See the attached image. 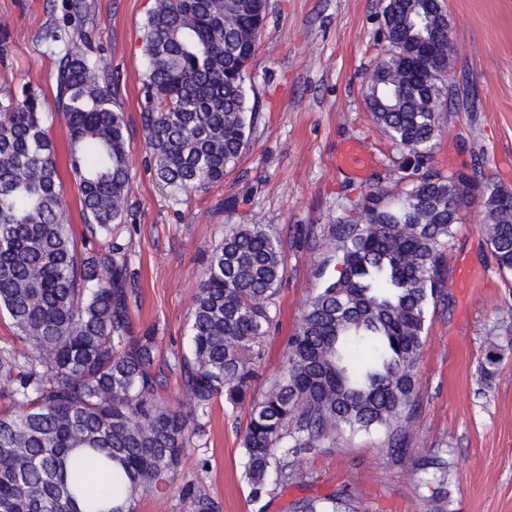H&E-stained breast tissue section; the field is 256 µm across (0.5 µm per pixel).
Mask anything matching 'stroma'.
Listing matches in <instances>:
<instances>
[{"mask_svg":"<svg viewBox=\"0 0 512 512\" xmlns=\"http://www.w3.org/2000/svg\"><path fill=\"white\" fill-rule=\"evenodd\" d=\"M456 53L448 79L456 102L442 113L433 164L443 173L480 170L512 191V0H445ZM64 0H0V95L33 86L57 146L60 204L76 241L87 230L67 166L66 124L54 104L61 44L41 41L44 27L66 25ZM154 0H79V19L95 55L117 76L114 107L130 125L134 176L124 224L113 238L134 272L135 330L153 328L164 356L186 346L192 296L208 251L232 224H260L280 238L286 276L276 296L279 324L262 345L272 380L309 298L326 251L313 239L335 223L349 200L373 188L396 190L391 169L403 153L364 104L365 78L385 48L384 0H269L258 48L248 64L247 94L257 110L248 145L221 184L171 196L144 163L140 98L146 71L143 26ZM359 141L362 172L339 164ZM479 204L461 212L448 242L443 300L417 368L421 409L411 431L420 453L445 448L453 462L452 512H512V335L501 323L512 307V274L499 272L480 232ZM501 362L491 387L479 382L489 343ZM246 407L217 401L201 436L187 448L176 484L193 482L222 512H288L293 501L350 490L369 512H419L412 466L395 467L380 434L337 439L336 451L307 454L302 478L251 503L242 477ZM206 468H199V461Z\"/></svg>","mask_w":512,"mask_h":512,"instance_id":"35a3bbf8","label":"stroma"}]
</instances>
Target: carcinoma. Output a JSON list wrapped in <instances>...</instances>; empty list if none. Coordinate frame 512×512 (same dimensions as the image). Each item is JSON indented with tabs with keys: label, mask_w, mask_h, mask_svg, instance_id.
Instances as JSON below:
<instances>
[{
	"label": "carcinoma",
	"mask_w": 512,
	"mask_h": 512,
	"mask_svg": "<svg viewBox=\"0 0 512 512\" xmlns=\"http://www.w3.org/2000/svg\"><path fill=\"white\" fill-rule=\"evenodd\" d=\"M267 0H155L144 25L147 69L141 123L148 163L173 195L224 180L248 143L247 67ZM386 49L363 97L383 131L408 153L393 170L406 183L368 191L328 226L321 242L337 275L313 295L288 338L281 372L250 400L241 467L250 501L301 478L304 456L344 434L379 433L390 461L412 465L433 489L424 512H448V449L415 458L417 365L439 298L445 252L461 220L462 185L482 186L480 230L502 272H512V192L492 180L430 166L455 51L438 0H385ZM41 39L66 41L55 74L70 174L91 239L78 258L59 208L56 150L40 94L0 98V314L23 344L0 350L12 408L0 412V512H136L142 496L174 491L186 448L220 398L243 403L258 377L260 347L276 321L286 274L279 239L260 224H234L209 253L193 294L189 352L162 359L157 339L133 334L132 273L121 245L133 175L128 126L113 109L114 80L81 48L82 33L56 25ZM190 411L174 407L171 390ZM112 470L122 503L88 499L71 452ZM192 512H221L193 483ZM289 512H367L350 495L300 499Z\"/></svg>",
	"instance_id": "1"
}]
</instances>
